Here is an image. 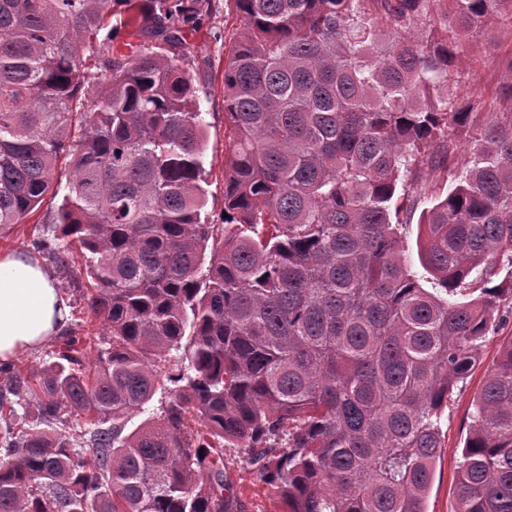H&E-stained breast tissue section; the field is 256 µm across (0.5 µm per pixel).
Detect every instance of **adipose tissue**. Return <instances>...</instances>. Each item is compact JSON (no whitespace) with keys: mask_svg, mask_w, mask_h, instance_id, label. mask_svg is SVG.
I'll return each mask as SVG.
<instances>
[{"mask_svg":"<svg viewBox=\"0 0 512 512\" xmlns=\"http://www.w3.org/2000/svg\"><path fill=\"white\" fill-rule=\"evenodd\" d=\"M69 316L57 282L22 252L0 253V361L46 343Z\"/></svg>","mask_w":512,"mask_h":512,"instance_id":"adipose-tissue-1","label":"adipose tissue"}]
</instances>
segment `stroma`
<instances>
[{
	"instance_id": "stroma-1",
	"label": "stroma",
	"mask_w": 512,
	"mask_h": 512,
	"mask_svg": "<svg viewBox=\"0 0 512 512\" xmlns=\"http://www.w3.org/2000/svg\"><path fill=\"white\" fill-rule=\"evenodd\" d=\"M215 9L199 28L186 33V57L183 61L191 75L200 110L207 122L205 157L209 220H218L224 209V43L238 36L242 21L226 0H213ZM512 62V24L501 21L466 38L455 64V79L448 92L459 98H478L487 112L505 111L507 103L500 95ZM59 204L46 199L21 223L0 227V251L32 252L38 238L49 236V220ZM69 308V327L103 335L99 319L85 307L86 274L81 266L52 273ZM512 338V317L504 318L486 337L476 364L467 379L458 384L444 410L441 421L442 448L435 466V477L428 492L427 512H456L454 480L462 460L461 447L470 422L471 403L487 369L498 358L504 341ZM228 475L235 489L247 502L250 512H276L278 503L272 489L253 466L234 460Z\"/></svg>"
}]
</instances>
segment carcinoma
Here are the masks:
<instances>
[{
  "mask_svg": "<svg viewBox=\"0 0 512 512\" xmlns=\"http://www.w3.org/2000/svg\"><path fill=\"white\" fill-rule=\"evenodd\" d=\"M224 212L181 66L212 0H0V227L58 195L36 243L107 330L62 336L37 386L0 362V512H248L235 448L284 512H426L454 388L512 300V111L442 93L460 39L512 0H227ZM132 41L114 50L120 30ZM103 82L88 97L85 54ZM470 151L453 166L455 139ZM424 288L401 250L421 166ZM165 394L160 413L127 414ZM36 397L37 416L17 413ZM200 417L194 431L189 417ZM90 428L77 441L66 428ZM457 512H512V338L472 403Z\"/></svg>",
  "mask_w": 512,
  "mask_h": 512,
  "instance_id": "obj_1",
  "label": "carcinoma"
}]
</instances>
